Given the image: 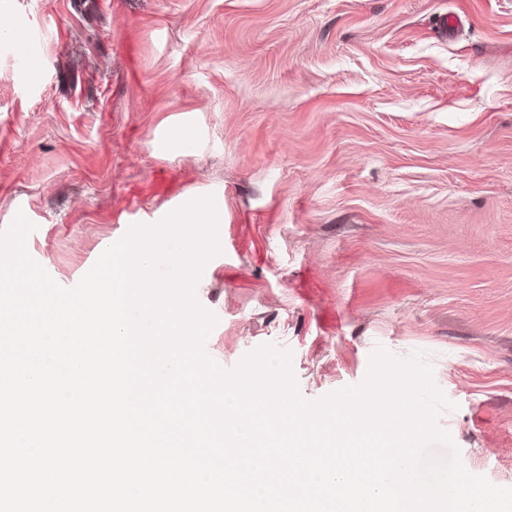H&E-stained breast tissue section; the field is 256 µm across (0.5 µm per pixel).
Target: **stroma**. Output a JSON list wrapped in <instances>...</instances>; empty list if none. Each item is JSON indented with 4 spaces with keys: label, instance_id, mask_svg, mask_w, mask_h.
Listing matches in <instances>:
<instances>
[{
    "label": "stroma",
    "instance_id": "stroma-1",
    "mask_svg": "<svg viewBox=\"0 0 512 512\" xmlns=\"http://www.w3.org/2000/svg\"><path fill=\"white\" fill-rule=\"evenodd\" d=\"M208 196L221 368L274 345L317 401L420 354L512 488V0H0V230L58 285Z\"/></svg>",
    "mask_w": 512,
    "mask_h": 512
}]
</instances>
